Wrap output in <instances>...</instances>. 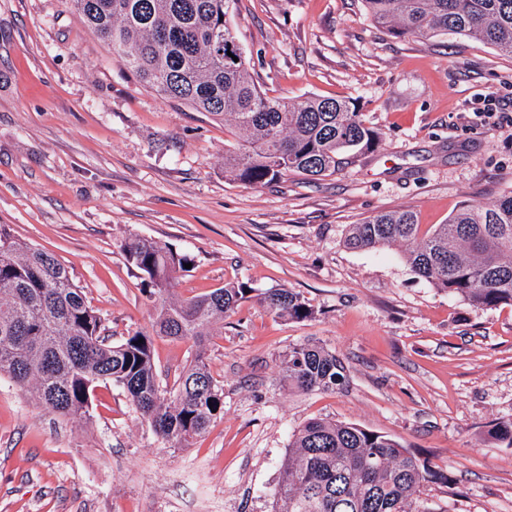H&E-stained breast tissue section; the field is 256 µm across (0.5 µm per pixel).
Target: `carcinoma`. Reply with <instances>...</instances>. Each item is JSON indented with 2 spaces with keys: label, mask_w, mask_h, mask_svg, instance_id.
Listing matches in <instances>:
<instances>
[{
  "label": "carcinoma",
  "mask_w": 512,
  "mask_h": 512,
  "mask_svg": "<svg viewBox=\"0 0 512 512\" xmlns=\"http://www.w3.org/2000/svg\"><path fill=\"white\" fill-rule=\"evenodd\" d=\"M231 0H69L80 19L160 96L230 125L236 146L224 172L253 186L288 174L330 175L373 152L379 133L354 102L308 96L290 101L261 90L227 19ZM366 16L396 37L463 35L512 57V0H362ZM354 249L402 246L412 271L470 304L512 305V193L464 205L428 230L399 209L354 225ZM144 276L153 302L152 333L120 343L105 335L102 317L56 256L0 224V376L32 389L38 404L59 417L88 421L91 397L103 382L122 388L152 431L185 448L224 414V388L208 363L215 325L249 298L241 283L187 299L172 293L189 255L132 236L120 244ZM260 300L279 318L300 322L315 310L290 289H268ZM192 342V360L172 388L162 386L152 335ZM288 384L334 391L345 367L325 347L304 343L281 356ZM512 447V418L493 426ZM448 475L398 441L356 424L311 419L288 444L274 493V512H425L427 483Z\"/></svg>",
  "instance_id": "carcinoma-1"
}]
</instances>
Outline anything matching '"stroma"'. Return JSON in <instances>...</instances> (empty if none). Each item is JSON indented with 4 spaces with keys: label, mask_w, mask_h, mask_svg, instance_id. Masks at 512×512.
Instances as JSON below:
<instances>
[{
    "label": "stroma",
    "mask_w": 512,
    "mask_h": 512,
    "mask_svg": "<svg viewBox=\"0 0 512 512\" xmlns=\"http://www.w3.org/2000/svg\"><path fill=\"white\" fill-rule=\"evenodd\" d=\"M237 41L274 96L355 102L377 150L318 180L225 177L222 122L144 87L68 0H0V224L53 252L111 341L152 323L121 242L187 253L175 295L244 283L209 365L224 414L187 448L156 436L126 393L97 387L89 422L48 413L0 378V512H273L293 432L308 420L390 436L447 472L427 512H512V306L482 309L414 274L400 247L349 248L353 225L410 209L442 224L512 192V57L462 35L395 37L361 0H234ZM316 311L287 321L260 291ZM335 351V392L282 379L288 348ZM258 296L267 309L279 318L300 322L309 320L315 315V310L293 290L271 288Z\"/></svg>",
    "instance_id": "1"
}]
</instances>
